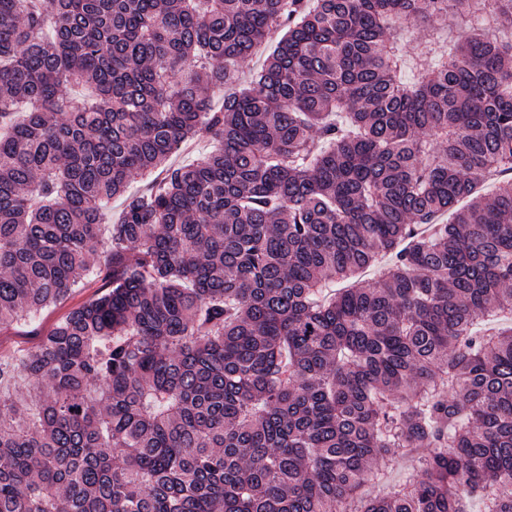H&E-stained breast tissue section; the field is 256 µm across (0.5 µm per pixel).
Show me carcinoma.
Returning a JSON list of instances; mask_svg holds the SVG:
<instances>
[{
    "mask_svg": "<svg viewBox=\"0 0 512 512\" xmlns=\"http://www.w3.org/2000/svg\"><path fill=\"white\" fill-rule=\"evenodd\" d=\"M479 2L0 0V325L126 202L109 291L0 362V512H512V0ZM218 146L209 135L201 134L198 137L187 142L182 150L172 158L174 165H184L203 157L212 152Z\"/></svg>",
    "mask_w": 512,
    "mask_h": 512,
    "instance_id": "cac0c4a2",
    "label": "carcinoma"
}]
</instances>
